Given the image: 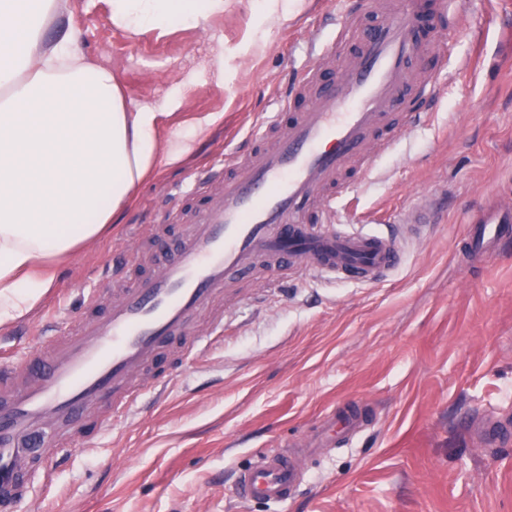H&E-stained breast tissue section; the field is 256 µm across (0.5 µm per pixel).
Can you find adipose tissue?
Returning <instances> with one entry per match:
<instances>
[{"mask_svg":"<svg viewBox=\"0 0 512 512\" xmlns=\"http://www.w3.org/2000/svg\"><path fill=\"white\" fill-rule=\"evenodd\" d=\"M224 0H112L137 34L204 25ZM58 0H0V325L23 316L59 262L98 236L151 175L180 162L218 117L158 142L161 112L130 105L110 68L79 53L72 25L46 38Z\"/></svg>","mask_w":512,"mask_h":512,"instance_id":"1","label":"adipose tissue"}]
</instances>
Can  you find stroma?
<instances>
[{
  "label": "stroma",
  "instance_id": "35a3bbf8",
  "mask_svg": "<svg viewBox=\"0 0 512 512\" xmlns=\"http://www.w3.org/2000/svg\"><path fill=\"white\" fill-rule=\"evenodd\" d=\"M336 0H300L268 25L263 0H224L206 27L137 37L109 20L110 0H63L79 52L108 66L128 100L155 104L166 139L220 114L192 154L146 180L108 231L79 246L28 314L0 326V356L41 342L44 315L68 322L81 295H109L105 256L140 271L173 252L176 190L207 178L292 70L312 30L328 33ZM442 91L429 125L375 161L331 225H386L424 193L440 212L384 283L313 281L257 265L224 285V334L175 370L160 401L126 423L78 437L49 481L43 512H512V438L483 429L512 420V241L478 256L468 220L489 195L512 202V0H461L448 18ZM182 106L168 111L172 94ZM276 276L279 288L265 285ZM360 406L364 429L303 457L305 484L288 502L240 499L237 479L259 453H285L331 408Z\"/></svg>",
  "mask_w": 512,
  "mask_h": 512
}]
</instances>
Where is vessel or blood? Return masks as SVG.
Segmentation results:
<instances>
[{
	"label": "vessel or blood",
	"mask_w": 512,
	"mask_h": 512,
	"mask_svg": "<svg viewBox=\"0 0 512 512\" xmlns=\"http://www.w3.org/2000/svg\"><path fill=\"white\" fill-rule=\"evenodd\" d=\"M422 8L421 0H357L350 11L337 5L332 34L314 45L276 111L253 126L227 165L188 189L199 212L163 264L136 273L124 253L107 256L103 268L117 294L104 304L84 295L74 322L41 328V345L0 363V512L28 501V474L47 472L80 418L106 402L122 418L161 392L165 377L155 367L165 348L180 345L188 359L223 331L220 315L205 330L196 324L223 298L229 275L270 259L315 279L373 284L402 264V236L322 223L392 148L397 115L409 129L432 118L442 67L430 46L414 41ZM330 60L336 77L326 81ZM510 234L512 207L487 209L472 221L470 247L487 254ZM362 423L355 411H327L307 439L308 454L328 447L337 429L356 436ZM304 482L293 457L263 453L241 472L238 493L284 503Z\"/></svg>",
	"instance_id": "1"
}]
</instances>
